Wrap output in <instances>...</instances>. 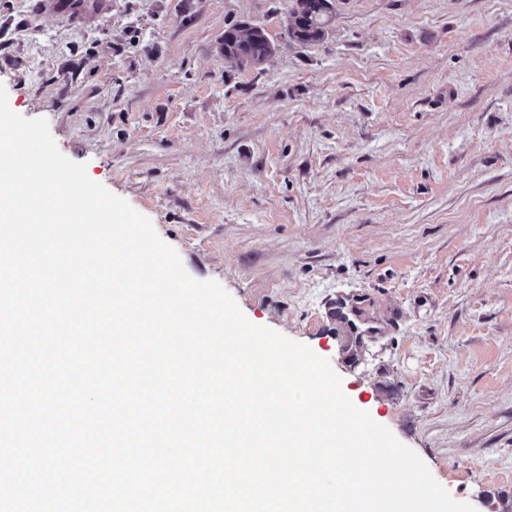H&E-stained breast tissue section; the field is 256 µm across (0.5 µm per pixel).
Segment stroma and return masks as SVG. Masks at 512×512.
<instances>
[{"instance_id":"obj_1","label":"stroma","mask_w":512,"mask_h":512,"mask_svg":"<svg viewBox=\"0 0 512 512\" xmlns=\"http://www.w3.org/2000/svg\"><path fill=\"white\" fill-rule=\"evenodd\" d=\"M0 0V85L148 217L195 279L330 361L344 394L476 512L512 504V0H335L255 69L291 0ZM396 325L344 351L325 302ZM233 25L224 30V58L239 68H247L251 63L264 57L273 56L280 46L268 36L266 29L250 21H240L235 24V32L245 39L253 32L251 38L241 41L232 31Z\"/></svg>"}]
</instances>
